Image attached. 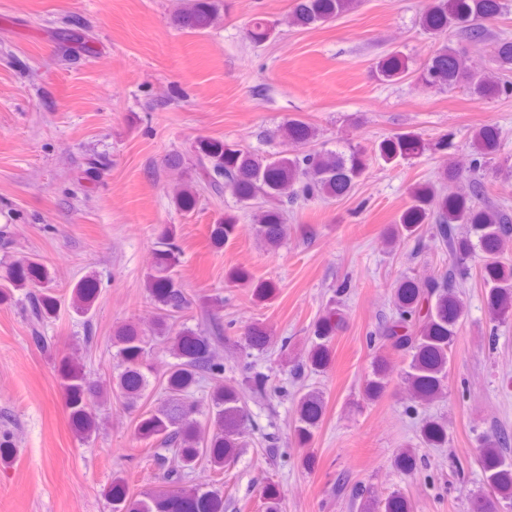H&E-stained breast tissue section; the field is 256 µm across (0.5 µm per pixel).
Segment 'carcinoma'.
I'll return each instance as SVG.
<instances>
[{
  "label": "carcinoma",
  "instance_id": "1",
  "mask_svg": "<svg viewBox=\"0 0 512 512\" xmlns=\"http://www.w3.org/2000/svg\"><path fill=\"white\" fill-rule=\"evenodd\" d=\"M357 4L358 0H294L291 23L309 27L331 22ZM504 9L501 0H427L419 25L424 34L436 39L451 30L476 46L491 42L496 71L510 73L512 38H493L485 27L486 21L497 18ZM223 11L224 0H186L174 23L181 29L197 31L210 26ZM277 27L275 20L256 17L245 28V36L254 44H262L274 37ZM466 56V49L446 44L420 64L419 78L431 89L463 88L479 100L512 91V84L493 72L468 66ZM411 65L410 57L390 51L375 63L373 76L381 82L398 83L411 73ZM282 135L298 148L276 157L221 139L199 140L194 156L200 180H180L172 191L173 204L180 211H190L201 191L229 193L249 208L250 230L255 239L266 251H277L288 232L284 204L346 197L369 168V159L355 147L340 151L316 146V129L300 118L289 119L282 127ZM500 143L496 126L477 128L472 135L469 193L448 190L460 174L445 166L434 179L410 189V204L390 225L388 245L410 239L419 245L427 236L445 250L448 263L437 276L418 279L402 274L395 280L392 315L376 331L383 343L372 346L374 365L364 386L367 397L375 398L385 389L390 354L401 358L402 380L416 402L428 404L443 394L449 354L465 316L460 288L470 278L466 266L470 256L476 254L480 259L478 277L490 321L499 325L512 318V260L506 256L512 244V210L498 202L479 175L482 167L496 159ZM424 149L419 135L407 131L381 138L372 153L375 160L391 165ZM239 229V215L228 212L221 223L212 225L211 238L220 245L234 238ZM176 240V225H165L158 237L155 263L145 275L147 295L157 310L150 332L125 324L112 336L119 367L112 382L94 392L78 353L61 360V384L70 417L80 439L86 440L98 429L97 414L101 409L116 401L134 411L148 397L154 376L149 361L151 338L166 341L173 359L165 371L160 397L136 421L137 437L149 445V452L160 467L161 480L168 488L131 501L126 496L124 479L117 478L110 493L112 512H224L222 488L203 489L190 485L189 479L202 459L215 473L224 472L225 464L245 446L242 425L247 409L240 389L244 387L260 396L268 383L267 376L249 373L239 382H224V362L217 353V347L224 343L221 325L215 322L193 329L179 322L192 300L177 274L180 249ZM0 281L7 288L28 289L26 295L32 300L36 323L55 314V298L41 291L53 281L52 273L34 258L20 256L5 264ZM98 288L95 277L81 279L72 289L73 311L89 316ZM341 316L339 304L326 308L313 323L314 342L305 358L284 359V363L291 364V371L299 373L306 366L319 373L325 369L330 361L336 320ZM244 343L262 352L273 339L253 326L244 332ZM201 380L213 384L205 408L195 397ZM323 410L322 391L314 388L299 394L295 432L303 439L309 438ZM201 416L213 428L212 435L202 431ZM418 440L427 447H439L448 440L447 426L429 418L421 424ZM477 462L484 485L490 488V497L479 505L478 512H496V500L512 505V433L498 429L479 449ZM395 466L402 473H412L417 467L415 449L405 448ZM360 512H409V504L398 492L385 498L369 495L362 499Z\"/></svg>",
  "mask_w": 512,
  "mask_h": 512
}]
</instances>
